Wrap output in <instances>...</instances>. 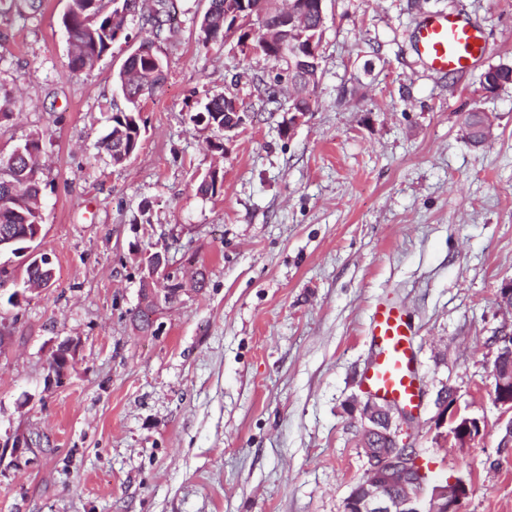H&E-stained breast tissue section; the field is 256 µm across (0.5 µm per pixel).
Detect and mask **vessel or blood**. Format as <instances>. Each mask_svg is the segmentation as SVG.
I'll list each match as a JSON object with an SVG mask.
<instances>
[{
	"instance_id": "b4317fda",
	"label": "vessel or blood",
	"mask_w": 512,
	"mask_h": 512,
	"mask_svg": "<svg viewBox=\"0 0 512 512\" xmlns=\"http://www.w3.org/2000/svg\"><path fill=\"white\" fill-rule=\"evenodd\" d=\"M413 48L422 63L438 75L464 72L488 52L481 33L457 13H436L416 27ZM370 333L375 358L363 374V382L374 394L411 408L420 405V382L412 346L413 327L405 311L392 303L374 308Z\"/></svg>"
}]
</instances>
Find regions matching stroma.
Returning a JSON list of instances; mask_svg holds the SVG:
<instances>
[{
	"mask_svg": "<svg viewBox=\"0 0 512 512\" xmlns=\"http://www.w3.org/2000/svg\"><path fill=\"white\" fill-rule=\"evenodd\" d=\"M66 6L42 0L25 25L0 22V154L42 137L38 247L54 269L29 292L26 255L0 252V512H344L367 466L349 405L367 398L368 319L385 298L416 331L421 404L400 442L428 485L469 484L462 512H512L490 392L512 283V83L483 86L489 68L512 67V0H326L313 110L289 134L290 87L264 93L278 64L203 47L208 0H166L164 80L120 166L99 142L158 4L79 72ZM448 11L479 25L489 51L440 77L410 37ZM229 92L258 120L223 152L189 116ZM473 110L494 120L476 146ZM214 169L222 187L198 194ZM169 233L191 245L182 275L205 286L142 331L138 254ZM68 338L78 354L47 385L50 350ZM445 389L485 422L467 447L438 421Z\"/></svg>",
	"mask_w": 512,
	"mask_h": 512,
	"instance_id": "35a3bbf8",
	"label": "stroma"
}]
</instances>
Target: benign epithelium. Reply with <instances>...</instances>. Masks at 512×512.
Wrapping results in <instances>:
<instances>
[{
    "label": "benign epithelium",
    "mask_w": 512,
    "mask_h": 512,
    "mask_svg": "<svg viewBox=\"0 0 512 512\" xmlns=\"http://www.w3.org/2000/svg\"><path fill=\"white\" fill-rule=\"evenodd\" d=\"M110 7L114 24L136 14L130 0H111ZM324 25L323 0H316L311 10L303 0H288V7L283 9L277 6V0H240V4L224 9V43L235 41L234 49L246 58L273 48L272 59L280 64L289 84L303 85L300 98L304 99L319 82L318 51ZM224 99L233 106V111L228 113L232 121L224 124V131L232 132L246 121H254V115L241 111L236 95L226 94ZM307 114L302 104H291L283 129L293 131ZM173 249H181L179 240L165 242L161 250L146 256L141 264L136 311L148 317L152 324L171 303L190 292L184 278L171 271L175 266L170 255ZM170 278L179 285L174 291L168 288ZM77 347L78 342L67 339L52 349L47 381L60 376L55 365H70ZM491 376L494 402L511 413L512 371L503 367L502 358L495 359ZM438 406L439 420L449 424V437L456 446L465 448L483 434L482 421L461 413L448 397V390L441 391ZM356 411L359 412V446L368 467L347 497L345 512H461L469 486L459 478L426 490L414 451L399 445L395 416L402 414V410L398 404L370 397L354 403L351 412Z\"/></svg>",
    "instance_id": "obj_1"
}]
</instances>
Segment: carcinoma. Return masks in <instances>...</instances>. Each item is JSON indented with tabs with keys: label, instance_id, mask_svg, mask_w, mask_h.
Here are the masks:
<instances>
[{
	"label": "carcinoma",
	"instance_id": "carcinoma-1",
	"mask_svg": "<svg viewBox=\"0 0 512 512\" xmlns=\"http://www.w3.org/2000/svg\"><path fill=\"white\" fill-rule=\"evenodd\" d=\"M226 0H209V7L199 21V36L208 46L210 32L221 27ZM70 5L68 31L79 49L69 61L74 71L90 69L85 63L92 57H101L113 43L112 11L102 12V0H68ZM36 0H0V11L14 13L24 19L35 11ZM164 80V72L151 65L145 56L129 57L118 73V84L131 107L118 110L112 116V126L101 141L102 149L111 161L120 164L139 148L142 135L135 115L144 91H152ZM203 119L218 136H224V96L210 99L204 109L190 115V120ZM41 151L40 136H33L24 145L6 156L0 155V237L24 236L34 233V225L42 223L37 205L40 199L37 155Z\"/></svg>",
	"mask_w": 512,
	"mask_h": 512
}]
</instances>
